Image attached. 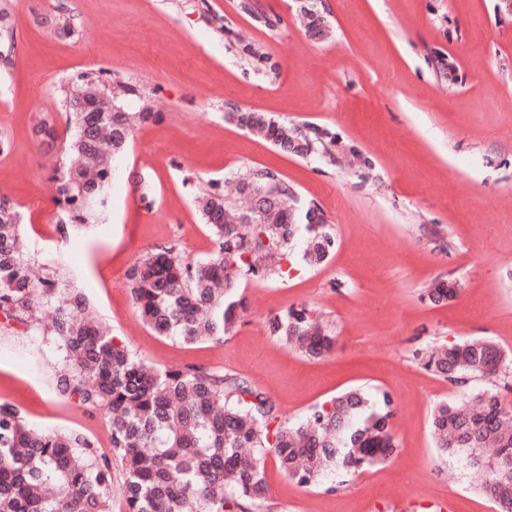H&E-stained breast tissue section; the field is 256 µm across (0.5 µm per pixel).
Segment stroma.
<instances>
[{"mask_svg": "<svg viewBox=\"0 0 512 512\" xmlns=\"http://www.w3.org/2000/svg\"><path fill=\"white\" fill-rule=\"evenodd\" d=\"M0 0L14 19L15 51L0 64V198L21 216L36 264L77 288L116 341L156 368L219 370L265 394L298 421L356 386L388 392L399 445L386 462L303 486L266 457L264 512H495L463 459L441 462L431 432L437 402L458 388L416 362L434 343L488 337L512 353V15L497 0H322L329 39L309 38L294 0ZM224 19L223 26L213 16ZM74 29L55 31L57 17ZM262 45L243 56L236 34ZM458 76L448 84L435 58ZM147 88L156 120L138 126L115 164L103 223L62 226L55 165L69 137L62 88L83 72ZM257 112L328 129L370 157L368 177L353 159L298 157L226 118ZM49 122L57 140L36 129ZM249 166L267 167L318 205L336 229L322 265L298 256L284 276L243 278L247 309L223 338L187 345L141 320L127 280L145 252L176 245L189 260L214 248L196 198ZM438 278L456 298L431 303ZM323 313L336 349L313 360L267 331L296 306ZM65 367L44 322L0 327V402L30 426L90 439L112 464L108 512H126L103 410L55 391Z\"/></svg>", "mask_w": 512, "mask_h": 512, "instance_id": "obj_1", "label": "stroma"}]
</instances>
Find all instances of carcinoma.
<instances>
[{
    "mask_svg": "<svg viewBox=\"0 0 512 512\" xmlns=\"http://www.w3.org/2000/svg\"><path fill=\"white\" fill-rule=\"evenodd\" d=\"M300 13L309 37L328 36V22L314 0H304ZM13 26L12 13L1 8L0 58L6 63ZM130 100L147 101V91L131 83L117 90L88 74L71 80L64 91L73 133L59 167L62 223L77 228L99 223L112 185V160L137 126L157 117L145 105L129 111ZM228 120L286 153L319 150L336 161V137L327 130H303L256 112H230ZM236 180L238 193L256 196V209H238L217 183L197 198L213 237L207 258L189 262L172 246L157 247L129 269L137 309L156 334L187 343L221 338L243 309L236 292L241 280L282 276L281 263L297 236L310 266L323 264L334 251L333 225L317 205L303 204L286 179L252 166ZM20 224L15 208L0 200V313L25 322L33 317L36 297L49 311V327L67 361L56 390L108 413L112 449L125 463L126 512H261L268 455L286 477L307 486L327 470L356 472L395 453V410L386 393L375 399L351 389L291 423L268 397L233 374L147 366L107 335L78 289H68L60 300L59 279L34 274ZM457 293L451 280L438 279L427 297L439 304ZM268 328L310 358L326 357L334 348L322 313L309 307L286 309ZM414 358L463 386L512 371V355L490 338L417 349ZM431 428L441 459L463 457L483 471L482 494L496 512H512V409L502 405L498 393L465 391L454 402L436 404ZM111 498V463L97 459L88 440L32 428L11 404L0 403V512H107Z\"/></svg>",
    "mask_w": 512,
    "mask_h": 512,
    "instance_id": "obj_1",
    "label": "carcinoma"
}]
</instances>
